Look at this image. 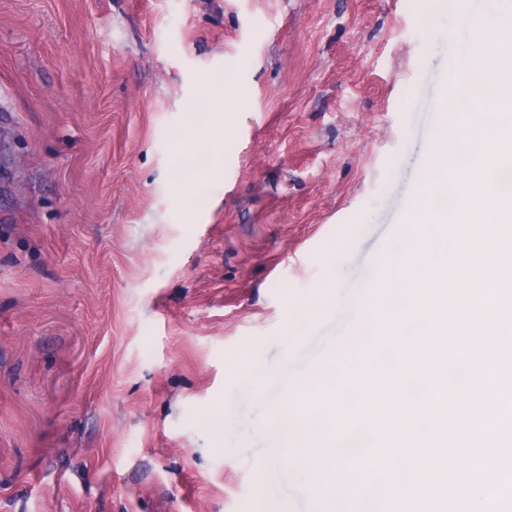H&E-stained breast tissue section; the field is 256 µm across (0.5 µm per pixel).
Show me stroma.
Instances as JSON below:
<instances>
[{"instance_id":"obj_1","label":"stroma","mask_w":512,"mask_h":512,"mask_svg":"<svg viewBox=\"0 0 512 512\" xmlns=\"http://www.w3.org/2000/svg\"><path fill=\"white\" fill-rule=\"evenodd\" d=\"M498 10L0 0V512H314L269 419L405 248Z\"/></svg>"}]
</instances>
